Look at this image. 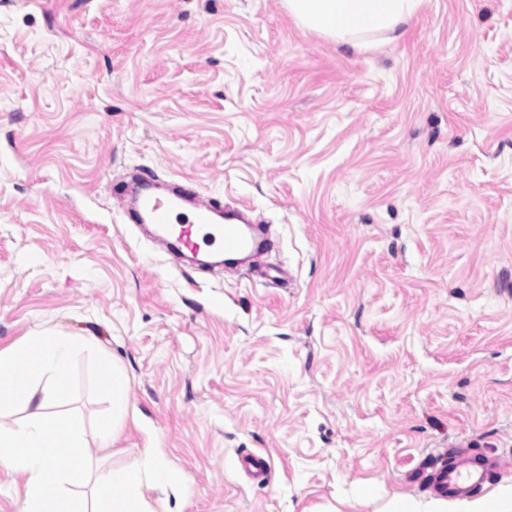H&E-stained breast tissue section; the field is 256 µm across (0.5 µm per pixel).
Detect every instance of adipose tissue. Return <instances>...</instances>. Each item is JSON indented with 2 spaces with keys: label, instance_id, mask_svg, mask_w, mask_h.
<instances>
[{
  "label": "adipose tissue",
  "instance_id": "ef3b65f1",
  "mask_svg": "<svg viewBox=\"0 0 512 512\" xmlns=\"http://www.w3.org/2000/svg\"><path fill=\"white\" fill-rule=\"evenodd\" d=\"M303 26L336 43L366 47L376 34H396L415 16L421 0H283ZM92 340L42 328L0 349V415L24 410L23 418L0 425V467L24 480L21 512H155L152 492H166L179 474L159 449H144L140 461L108 470L93 468L84 448L81 419L52 411L66 393L74 358L93 350ZM110 381L109 409L97 430L100 447L120 436L131 409L122 366L102 359ZM69 467H61V458Z\"/></svg>",
  "mask_w": 512,
  "mask_h": 512
}]
</instances>
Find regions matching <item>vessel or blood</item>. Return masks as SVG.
I'll use <instances>...</instances> for the list:
<instances>
[{
    "mask_svg": "<svg viewBox=\"0 0 512 512\" xmlns=\"http://www.w3.org/2000/svg\"><path fill=\"white\" fill-rule=\"evenodd\" d=\"M134 219L154 226L164 243H176L180 252L199 254L202 247L218 246L227 256L247 255L268 248L261 225L237 211L227 212L200 192L177 188L160 198L153 178H141ZM495 460L473 465L470 456L457 453L455 461L439 468L430 480L436 493L450 498L475 494L495 472Z\"/></svg>",
    "mask_w": 512,
    "mask_h": 512,
    "instance_id": "b4317fda",
    "label": "vessel or blood"
}]
</instances>
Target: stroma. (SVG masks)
<instances>
[{
	"label": "stroma",
	"instance_id": "stroma-1",
	"mask_svg": "<svg viewBox=\"0 0 512 512\" xmlns=\"http://www.w3.org/2000/svg\"><path fill=\"white\" fill-rule=\"evenodd\" d=\"M154 175L249 207L256 269L161 252ZM90 336L57 410L102 465L157 443L165 512H512V0H424L353 51L282 0H0V348ZM134 406L114 447L98 360ZM254 453L264 480L245 471ZM472 458L459 450L455 461L437 469L430 476L435 492L448 498H464L480 490L498 464L495 460L485 458L482 464L475 466L471 462Z\"/></svg>",
	"mask_w": 512,
	"mask_h": 512
}]
</instances>
